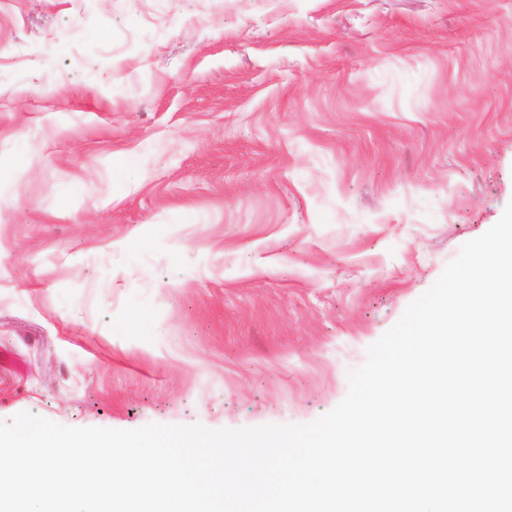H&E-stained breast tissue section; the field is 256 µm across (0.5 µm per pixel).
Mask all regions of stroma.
Returning a JSON list of instances; mask_svg holds the SVG:
<instances>
[{
    "label": "stroma",
    "instance_id": "obj_1",
    "mask_svg": "<svg viewBox=\"0 0 512 512\" xmlns=\"http://www.w3.org/2000/svg\"><path fill=\"white\" fill-rule=\"evenodd\" d=\"M511 201L512 0H0V422H311Z\"/></svg>",
    "mask_w": 512,
    "mask_h": 512
}]
</instances>
